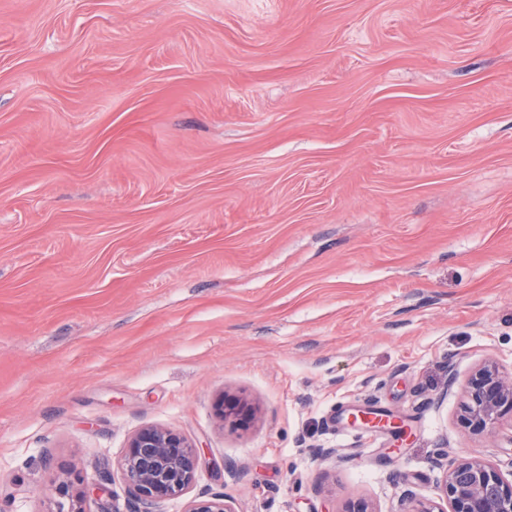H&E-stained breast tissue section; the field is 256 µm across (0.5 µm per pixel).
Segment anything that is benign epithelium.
<instances>
[{
    "mask_svg": "<svg viewBox=\"0 0 512 512\" xmlns=\"http://www.w3.org/2000/svg\"><path fill=\"white\" fill-rule=\"evenodd\" d=\"M218 413L230 426H239L248 415L242 403ZM512 418V372L496 361L481 364L468 380L460 406V420L473 434L491 435L505 417ZM371 429L405 433L401 423L360 410L352 415ZM199 447L180 434L158 426H144L130 438L122 469L131 500L130 512H160L161 504L188 494L199 467ZM441 503L423 499L410 489L404 491L398 512H512V479H507L491 463L477 458L456 456L439 464ZM69 478L55 483L56 509L53 512H89L87 493L73 491ZM182 512H235L223 493L202 492L187 500Z\"/></svg>",
    "mask_w": 512,
    "mask_h": 512,
    "instance_id": "7a95c632",
    "label": "benign epithelium"
}]
</instances>
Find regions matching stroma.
Wrapping results in <instances>:
<instances>
[{
	"mask_svg": "<svg viewBox=\"0 0 512 512\" xmlns=\"http://www.w3.org/2000/svg\"><path fill=\"white\" fill-rule=\"evenodd\" d=\"M488 358L512 0H0V508L103 471L128 512L144 425L236 512L436 501L441 453L512 473V425L459 420ZM356 411L358 412V414L352 413L351 416L354 422L357 421L359 417L362 423L364 425H367L368 428L389 430L395 433L396 435H403L405 433L404 426L401 425V422L387 420L385 418L379 417V414L375 412H369L364 410Z\"/></svg>",
	"mask_w": 512,
	"mask_h": 512,
	"instance_id": "obj_1",
	"label": "stroma"
}]
</instances>
